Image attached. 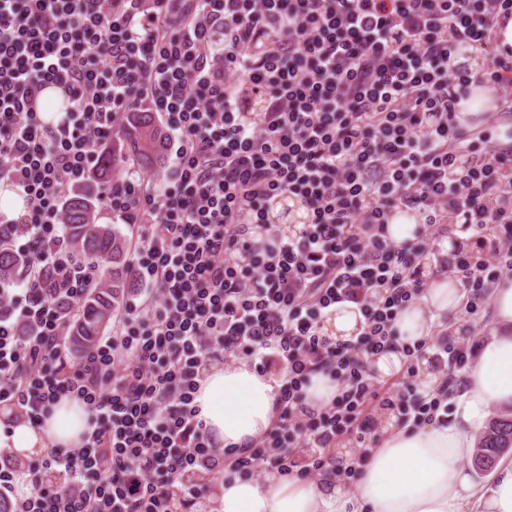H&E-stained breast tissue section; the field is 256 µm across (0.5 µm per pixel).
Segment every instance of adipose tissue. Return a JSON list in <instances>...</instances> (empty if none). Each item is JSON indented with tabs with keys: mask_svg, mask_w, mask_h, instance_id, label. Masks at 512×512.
<instances>
[{
	"mask_svg": "<svg viewBox=\"0 0 512 512\" xmlns=\"http://www.w3.org/2000/svg\"><path fill=\"white\" fill-rule=\"evenodd\" d=\"M496 334L487 339L465 372V385L447 424L414 430L389 427L368 459L354 491L329 479L318 482L272 473L264 480H225L213 512H512V462L494 482L476 485L464 467L477 432L493 410L512 409V279L490 290ZM464 291L458 280L434 276L420 296L399 311L394 327L399 347L376 357L381 378L398 373L402 348L427 338L455 313ZM276 378L240 360L208 368L195 398L212 439L221 447L259 442L277 418ZM87 405L73 396L56 401L39 426L0 431V446L23 459L54 448H77L90 430Z\"/></svg>",
	"mask_w": 512,
	"mask_h": 512,
	"instance_id": "ef3b65f1",
	"label": "adipose tissue"
}]
</instances>
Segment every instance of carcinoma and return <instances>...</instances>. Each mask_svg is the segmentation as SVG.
Segmentation results:
<instances>
[{"instance_id": "1", "label": "carcinoma", "mask_w": 512, "mask_h": 512, "mask_svg": "<svg viewBox=\"0 0 512 512\" xmlns=\"http://www.w3.org/2000/svg\"><path fill=\"white\" fill-rule=\"evenodd\" d=\"M124 145L97 158L98 179L71 191L65 200L67 224L63 237L76 253L100 270L98 282L78 301L69 346L83 356L98 344L104 328L134 288L133 257L129 241L112 224L96 222L97 208L108 189L112 169L128 160L145 171L161 169L167 138L151 112H129L123 127ZM29 270L28 258L0 240V286H17V275ZM512 454V411L491 419L482 431L474 467L484 475L493 472L501 458Z\"/></svg>"}]
</instances>
